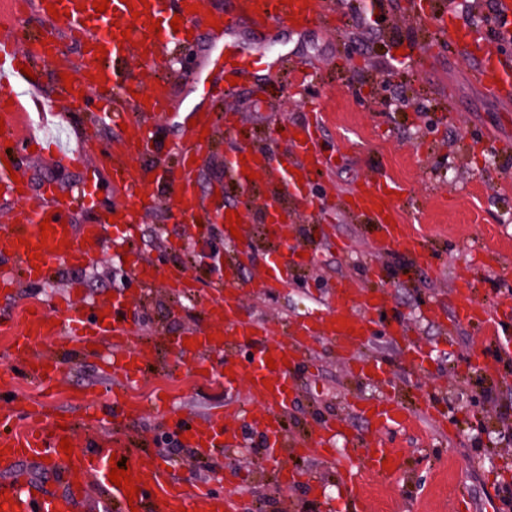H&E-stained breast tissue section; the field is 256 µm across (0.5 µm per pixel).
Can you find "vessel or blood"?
Here are the masks:
<instances>
[{
  "label": "vessel or blood",
  "mask_w": 512,
  "mask_h": 512,
  "mask_svg": "<svg viewBox=\"0 0 512 512\" xmlns=\"http://www.w3.org/2000/svg\"><path fill=\"white\" fill-rule=\"evenodd\" d=\"M94 0H38V12L45 21H56L67 34L70 43L77 46L82 57L81 78L72 83L71 90L61 91L59 99L68 109L81 107L84 93H92L102 112L112 115L117 129L109 141L82 138L76 149L55 150L54 160L60 166L80 175V193L76 199L57 197L55 186L44 182L42 193L54 200L52 207H34L30 204L28 176L12 180L6 164L15 160V144L30 147L38 138L31 128L33 118L58 116L59 111L48 105L40 80L22 74L20 67L29 57L48 59L49 53L39 41L25 40L22 34L0 38V118L5 130L0 133V191L12 195L17 206L10 224L0 226V263L13 267V274L0 275L1 289H15L19 282L38 285L45 282L58 262L80 265L97 257L105 243V229L114 226L121 233H136L159 199L173 205L181 223L195 224L202 217L204 201L196 186L197 159L202 158L208 142L214 141V132L224 129L233 133L239 125L237 113L224 111L198 112L190 109L178 123V161L174 168L154 172L134 165L133 160L143 155L149 142V123L167 115L169 97L165 80L157 78L144 83L140 69L155 68L171 46L187 44L189 38L207 36L208 67L191 72L190 78L201 97L225 100L233 97L231 79L257 75L269 68L272 46H242L238 43L239 20H247L254 32H263L278 23L298 21L302 29L329 22L333 18L329 0H234L233 10L214 7L211 0H108L107 12L93 8ZM414 13L420 32L433 34L439 40L463 43L469 55L477 62L474 79L488 92L512 97V57L500 54L499 43L512 40V0H495L496 20L492 32L480 33L460 27L452 11L437 10L428 0H415ZM60 18H53V11ZM180 18V30H173L171 21ZM129 36H122V29ZM105 54H98V47ZM235 46L239 54L235 63L221 64L225 47ZM223 65V79L213 78L210 68ZM320 114L311 112L309 119L289 124L286 144L289 149L286 162H278L271 149L246 147L232 154L228 167L236 176L245 193H254L263 179L277 178L273 195L284 200L288 191L299 181H312L326 173L328 162L319 149ZM96 152L111 159L114 174L112 189L119 200L113 203L95 224H76L75 210L95 209L100 185L95 167L85 163L86 154ZM254 170L255 179H247L246 170ZM399 189L386 177H377L358 183L348 195L347 211L365 218L377 230L379 246L400 249L417 258L424 252L423 240L403 231L400 210L396 203ZM50 221L52 234L41 236L43 221ZM39 246L41 259L32 261L27 246ZM132 281L141 288L163 281L174 294L186 291L187 268L174 264L157 268L140 260L129 268ZM293 282L289 262L269 266L262 285L286 288ZM236 286L235 267H226L215 290L217 299L205 305V318L187 336L169 338L168 344L181 365L190 373L208 372L214 375L226 370L235 381H248L251 403L261 407L257 424L272 445L289 448L291 453L314 456L329 461L334 457L329 446L341 428L338 419L319 422L308 438L288 440L285 422L288 409L297 392L298 370L313 371L315 344L328 338L350 369L365 371L366 363L358 361L356 352L373 334L375 318L390 309V293L378 289L361 293L352 281H339L331 299L320 301L306 317L286 324L282 334L271 331L268 323L246 316L237 298L230 291ZM77 289L54 298L51 315L39 314L25 318L20 328L6 336L10 345V369L20 370L26 379L46 384L61 371V362L55 355L40 352L39 344L46 335L63 339V352L90 354L92 346L108 344L112 347L109 365L113 375L119 376L123 388L113 390L107 404L87 402L80 416L69 418L67 430L57 426L34 427L35 405L23 399L14 400L0 409V472L8 476L7 497L11 502L1 512H80V501L85 484L98 487L102 494V512H238L240 496L235 486L223 493L211 488L185 489L169 477L158 462L131 457L132 483L139 489L135 502H128L124 489L108 478L112 454L130 447L129 439L101 442L94 433L103 417H111L115 430L137 418L140 408L129 405L125 386L140 382L149 356L150 345L136 338L121 304L107 302L99 307L103 320H95L77 310ZM455 323L477 325L493 338V352L477 356L474 369L490 378L512 374V294H499L490 304L461 300L453 308ZM247 348L253 360L245 364L234 361L238 350ZM274 358L276 368H268L267 358ZM353 414L379 427L394 419L410 421L417 416L431 420L443 415L438 403L430 402L415 409L400 408L391 399L364 398L351 402ZM246 405L228 402L224 409L209 414L197 424L178 419L176 427L189 449L204 456L223 444L232 449L238 434L233 417L246 414ZM69 438L72 454H65L61 438ZM352 454L353 463L342 473L348 512H367V498L360 489L364 475H387L399 472L400 453L393 448L375 447L364 439H357ZM42 463L44 470L62 484L61 491L45 488L24 473L23 465Z\"/></svg>",
  "instance_id": "b4317fda"
}]
</instances>
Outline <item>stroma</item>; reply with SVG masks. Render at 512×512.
<instances>
[{
  "label": "stroma",
  "instance_id": "35a3bbf8",
  "mask_svg": "<svg viewBox=\"0 0 512 512\" xmlns=\"http://www.w3.org/2000/svg\"><path fill=\"white\" fill-rule=\"evenodd\" d=\"M382 2L380 14L363 23L361 46L347 37L340 12L329 30L314 26L299 35L283 24L271 28L269 43L283 47L286 57L270 77L257 85L244 84L229 101L242 116L238 139L258 147L269 146L275 126L301 122L311 105L321 104L322 152L335 161L320 182L288 200V212L295 219L294 247L311 257L295 268L297 287L253 294L263 266L279 247L265 236L252 210L246 212L244 224L255 260L242 264L236 297L246 313L262 316L277 329L283 320L308 314L339 279L353 280L365 289L389 290L392 313L377 324L364 355L382 363L400 404L412 408L427 399L444 403L446 430L422 419L378 431L349 415L347 403L374 391L377 384L361 373L348 372L323 338L317 345L320 367L315 376L301 381L286 423L288 435L306 434L316 421L336 416L344 420V432L333 443L338 455H345L350 439L357 436L400 449L404 475L374 479L366 487L371 512H453L455 497L462 491L469 494L474 512H484L489 502L495 512H512V498L504 492L508 479L499 473L500 458H512V424L485 410L487 401L493 400L512 416V377L487 380L469 370L474 352L489 345L481 330L463 326L445 339L440 325L424 315L431 300L450 312L456 288L473 287L472 299L478 303L512 291V99L493 96L472 79L473 64L459 44L435 41L426 46L420 65L397 64L394 52L399 42L412 36V11L408 0ZM300 60L312 71L305 84L296 83L293 76ZM407 97L413 108H399V99ZM85 131L106 139L114 129L111 119L88 107L73 110L49 133L73 148ZM227 147L221 138L206 151L198 174L204 199L231 203L239 195L236 181L225 175ZM380 175L400 186L402 222L424 238L426 261L415 263L380 248L370 224L341 210L324 209L327 198ZM323 224L349 241V252L338 254L329 248L319 233ZM186 248L195 249L188 230L164 203L128 245L129 251L159 266L178 262ZM195 251L190 274L201 288L198 298L173 295L160 284L139 291L124 263L114 259L109 243L84 266L58 265L43 288L23 285L0 293V321L34 304L49 306L55 295L73 284L81 289V304L89 314L108 295L124 297L133 310L134 329L157 345L145 377L130 389L146 407L129 424L128 438L152 460L169 467L171 477L184 486H208L220 493L237 470L251 471L241 512H344L335 472L306 456L268 461L266 441L253 418L237 422L241 445L232 465L219 476L213 471L217 456H210L203 467L188 450L172 451L162 443V433L170 429L165 410L201 422L225 402L246 397L243 384L228 389L223 377L194 378L174 368V358L163 346L167 337L181 335L204 318L215 275L208 251ZM369 267L379 268V276H367ZM394 323L400 324L404 342L387 336V326ZM409 344L430 350L425 371L408 367ZM65 365V374L48 387L21 377L0 378V403L9 395L38 401L49 424L79 413L87 400L107 399L121 386L98 357H69ZM284 466L308 472L316 490L275 485L276 473Z\"/></svg>",
  "mask_w": 512,
  "mask_h": 512
}]
</instances>
